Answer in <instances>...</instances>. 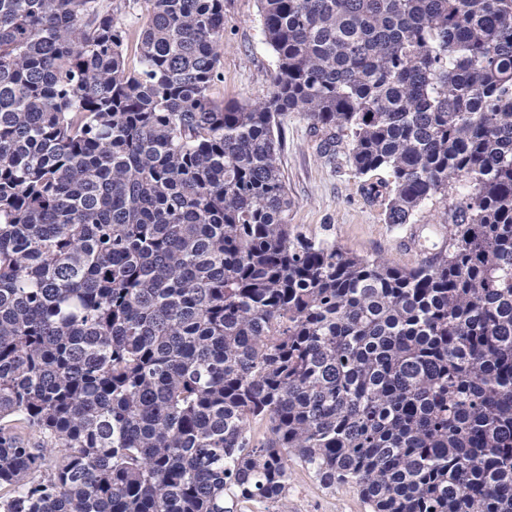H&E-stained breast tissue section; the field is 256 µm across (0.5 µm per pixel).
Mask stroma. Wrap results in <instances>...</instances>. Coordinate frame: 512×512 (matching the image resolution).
<instances>
[{
    "mask_svg": "<svg viewBox=\"0 0 512 512\" xmlns=\"http://www.w3.org/2000/svg\"><path fill=\"white\" fill-rule=\"evenodd\" d=\"M221 81L211 94L222 102H253L269 91L276 57L265 44L257 0H224ZM280 167L294 202L288 222L306 237L334 243L361 256H380L398 267H411L425 247L441 238L438 208L428 205L413 223H387L385 199L370 200L365 186L385 179L377 171L356 173L346 148L322 154L321 136L301 113L282 118ZM237 512H365L355 486L322 487L299 462L289 464L288 493L278 503L254 500Z\"/></svg>",
    "mask_w": 512,
    "mask_h": 512,
    "instance_id": "1",
    "label": "stroma"
}]
</instances>
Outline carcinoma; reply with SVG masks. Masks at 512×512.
Segmentation results:
<instances>
[{"mask_svg": "<svg viewBox=\"0 0 512 512\" xmlns=\"http://www.w3.org/2000/svg\"><path fill=\"white\" fill-rule=\"evenodd\" d=\"M144 2L130 69L103 0H0V512H234L292 456L366 512H512V0H258L244 104L224 0ZM288 112L448 244L303 237ZM221 71L212 96L224 103L253 102L269 91L276 57L265 44L257 0H224Z\"/></svg>", "mask_w": 512, "mask_h": 512, "instance_id": "carcinoma-1", "label": "carcinoma"}]
</instances>
